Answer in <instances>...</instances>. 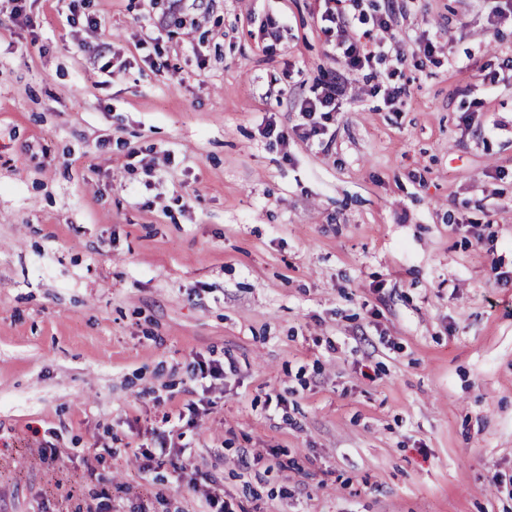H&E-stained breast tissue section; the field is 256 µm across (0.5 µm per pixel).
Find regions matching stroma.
Masks as SVG:
<instances>
[{
    "instance_id": "35a3bbf8",
    "label": "stroma",
    "mask_w": 512,
    "mask_h": 512,
    "mask_svg": "<svg viewBox=\"0 0 512 512\" xmlns=\"http://www.w3.org/2000/svg\"><path fill=\"white\" fill-rule=\"evenodd\" d=\"M364 2L0 0V512H512V25ZM318 1L324 2L325 9L322 19L329 23L326 32L336 36V53L345 59L350 71H359L365 67H371L374 60L379 61L388 57L395 58L396 67L386 74L385 79L387 81L382 80L381 83L374 84L370 91L377 93L384 87L387 102L391 106L401 104L402 97L406 94V88L404 84H398L395 81L402 77L399 66L403 65L407 58L393 36L396 24L393 9L372 17V29L364 31L362 37L355 38L349 35V28L354 15L350 16L348 7L356 10L357 0ZM362 38H367V40L362 41ZM345 85L338 82L336 77L326 81L319 95L302 101L299 112L306 119L310 129V135L322 136L328 128V123L333 120V112H336V100L345 94ZM319 114V120L316 115Z\"/></svg>"
}]
</instances>
